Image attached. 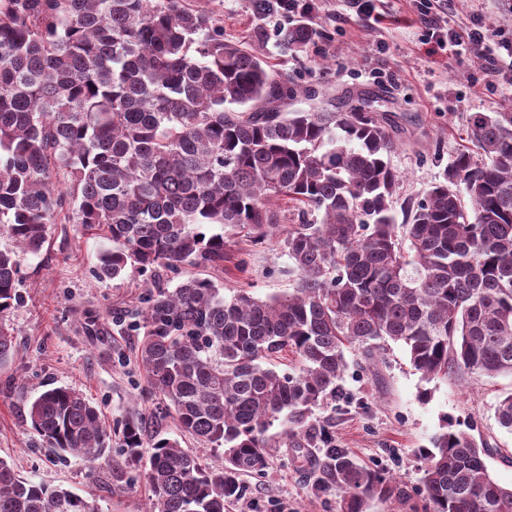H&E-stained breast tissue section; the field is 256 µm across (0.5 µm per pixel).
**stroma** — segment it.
<instances>
[{
    "label": "stroma",
    "instance_id": "obj_1",
    "mask_svg": "<svg viewBox=\"0 0 512 512\" xmlns=\"http://www.w3.org/2000/svg\"><path fill=\"white\" fill-rule=\"evenodd\" d=\"M188 7L214 15L225 40L267 59L286 75L301 96L294 105L314 109L325 102L344 106L348 98L368 96L386 116L397 147L391 165L401 180L397 201L423 197L437 183L466 136L475 112H512V86L487 78L481 46L460 51L438 48L419 14L426 0H380L383 18L370 22L353 16L349 0H320L311 21L317 35L297 52L283 50L281 39L295 21L259 13L254 0H185ZM485 14L499 39H512V10L499 0H451L444 23L460 28L472 13ZM103 243L78 224H51L39 254L18 253L21 300L8 314L16 331V354L0 367V457L20 476L77 493L87 512H147L152 492L143 468L128 464L123 428L140 422L145 437L159 434L204 455L209 464L222 454L182 435L148 391L137 362L144 329L142 310L153 283L175 288L181 275L128 271L118 279H98ZM285 252L271 244L230 237L224 267H199L225 297L247 290L257 298L287 293L296 274ZM343 380L347 400L321 416L336 447L367 467L395 476L414 503H421L422 452L441 432L445 419L472 426L487 442L486 459L495 480L512 486V433L500 429L494 405L512 392V375H454L430 384L411 367L401 346H393L378 374L363 371L348 355ZM81 390L98 409L107 434V451L95 461L58 456L35 436L24 416L30 402L46 389ZM325 462V451L294 453L272 449L265 472L245 478V492L226 512H339L337 488L315 495L311 486Z\"/></svg>",
    "mask_w": 512,
    "mask_h": 512
}]
</instances>
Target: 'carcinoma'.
Returning <instances> with one entry per match:
<instances>
[{
	"instance_id": "cac0c4a2",
	"label": "carcinoma",
	"mask_w": 512,
	"mask_h": 512,
	"mask_svg": "<svg viewBox=\"0 0 512 512\" xmlns=\"http://www.w3.org/2000/svg\"><path fill=\"white\" fill-rule=\"evenodd\" d=\"M315 36L298 24L284 42L301 50ZM296 97L183 0H0V225L36 255L61 215L110 243L101 278L129 267L184 276L149 295L139 359L167 414L223 449L224 464L158 434L145 459L142 427L126 424L130 460L145 462L152 488L148 512H225L268 449L318 442L327 462L312 489L336 484L340 512L406 500L393 478L334 447L315 414L341 395L348 350L375 370L397 343L428 383L512 374V112L473 113L467 145L399 222L384 118L366 98L288 109ZM240 233L283 249L298 273L292 292L227 299L188 271L224 266V235ZM14 254L0 249V366L16 350ZM285 352L298 366L281 373L270 363ZM495 417L512 432V393ZM28 418L61 453L106 451L97 408L73 388L45 390ZM432 445L411 512H512L488 444L447 422ZM0 512L86 504L0 458Z\"/></svg>"
}]
</instances>
